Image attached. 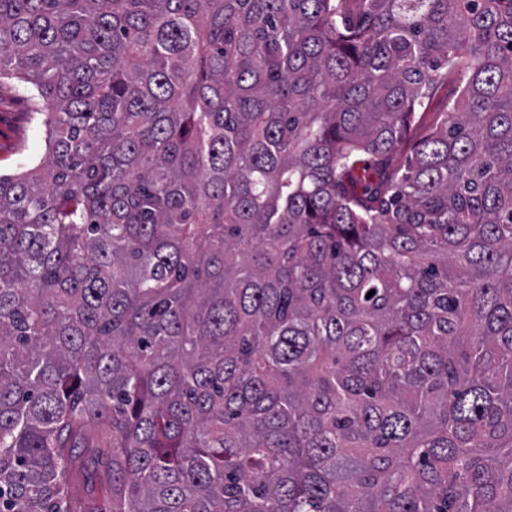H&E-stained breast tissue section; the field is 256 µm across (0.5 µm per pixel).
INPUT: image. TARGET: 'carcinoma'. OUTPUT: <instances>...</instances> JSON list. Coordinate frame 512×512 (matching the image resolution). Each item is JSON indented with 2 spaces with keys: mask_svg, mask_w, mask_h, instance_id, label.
<instances>
[{
  "mask_svg": "<svg viewBox=\"0 0 512 512\" xmlns=\"http://www.w3.org/2000/svg\"><path fill=\"white\" fill-rule=\"evenodd\" d=\"M5 75L0 512H512V0H0ZM15 79L0 81V170L14 173L45 151V132L31 101L18 93ZM73 479L78 495V510L80 512H87L100 509L103 506L104 501L100 481L104 483L107 479V474L103 468H101L100 479L97 480L96 486H93V488H91L90 485H87L80 472L74 473Z\"/></svg>",
  "mask_w": 512,
  "mask_h": 512,
  "instance_id": "cac0c4a2",
  "label": "carcinoma"
}]
</instances>
